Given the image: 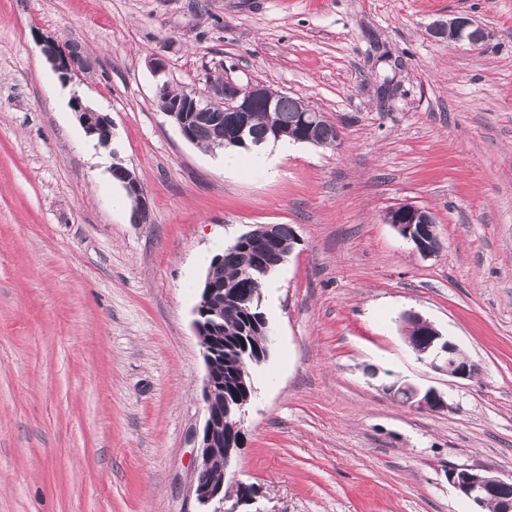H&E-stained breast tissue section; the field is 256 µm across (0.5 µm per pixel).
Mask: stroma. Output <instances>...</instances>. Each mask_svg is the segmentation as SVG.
<instances>
[{
    "mask_svg": "<svg viewBox=\"0 0 512 512\" xmlns=\"http://www.w3.org/2000/svg\"><path fill=\"white\" fill-rule=\"evenodd\" d=\"M454 13L486 40L430 35ZM48 36L93 73L62 82ZM231 65L314 106L341 146L224 170L156 93ZM78 100L109 114V145ZM401 204L432 212L439 253L384 222ZM260 224L300 241L262 291L274 340L232 463L256 489L244 512H472L448 467L512 474V0H0V512H196L198 284ZM406 312L476 374L418 360ZM404 383L447 408L396 402ZM116 169H121L125 172V179L122 183V188L125 191L127 198L133 204L134 223H146L148 205L140 181L138 180L136 174L126 168L123 164H115L114 170ZM412 394L414 403L412 406L423 412H437L447 407L444 395L434 388L422 390L416 386L408 385L406 387ZM424 392V393H422Z\"/></svg>",
    "mask_w": 512,
    "mask_h": 512,
    "instance_id": "obj_1",
    "label": "stroma"
}]
</instances>
